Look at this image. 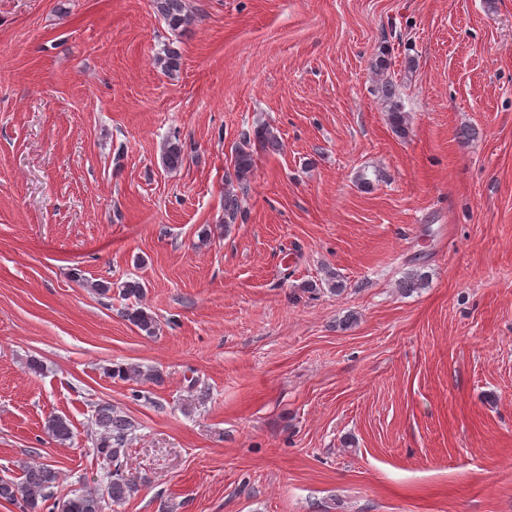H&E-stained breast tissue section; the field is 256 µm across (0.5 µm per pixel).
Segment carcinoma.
I'll return each mask as SVG.
<instances>
[{
  "label": "carcinoma",
  "instance_id": "cac0c4a2",
  "mask_svg": "<svg viewBox=\"0 0 512 512\" xmlns=\"http://www.w3.org/2000/svg\"><path fill=\"white\" fill-rule=\"evenodd\" d=\"M156 12L173 31L182 30L190 23L189 8L186 0H153ZM158 63L167 73L179 70L181 52L171 45L164 49ZM380 98L388 106V121L393 131L404 136L407 132L406 112L403 110L396 84L386 77L377 88ZM257 142L267 149H276L279 138L270 127H257L252 135L243 137V142L236 147L233 167L226 175V182L239 192L248 190L254 167L251 142ZM183 161V145L175 137L164 146L163 164L169 170L177 169ZM242 216L238 192L231 190L224 194V223L234 224ZM124 316L147 336L156 333L157 324L153 315L144 307L127 308ZM94 430V450L109 469L106 473L105 489H83L72 493L63 500H55L53 488L58 480V472L52 465L39 461H24L21 464V480L15 482L0 479V499L7 502H19L23 512H102L104 498L114 504H121L138 491L137 481L125 475L122 469L130 435L134 425L129 417L114 409L111 403L102 401L94 406L92 414ZM45 430L48 436L60 445H65L73 438L69 421L58 415L46 420ZM52 505H46V502Z\"/></svg>",
  "mask_w": 512,
  "mask_h": 512
}]
</instances>
